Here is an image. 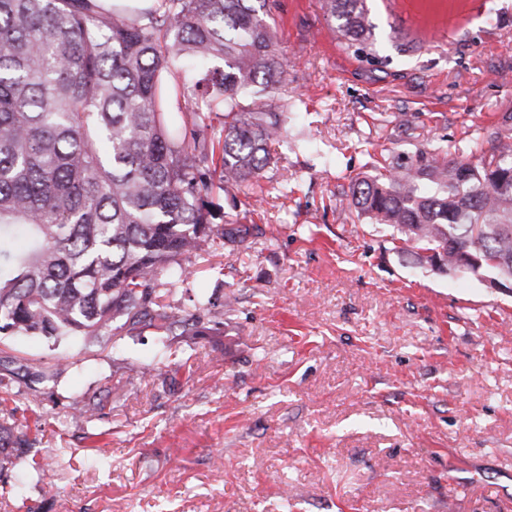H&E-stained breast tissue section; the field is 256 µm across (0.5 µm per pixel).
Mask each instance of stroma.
Returning a JSON list of instances; mask_svg holds the SVG:
<instances>
[{
	"label": "stroma",
	"instance_id": "35a3bbf8",
	"mask_svg": "<svg viewBox=\"0 0 512 512\" xmlns=\"http://www.w3.org/2000/svg\"><path fill=\"white\" fill-rule=\"evenodd\" d=\"M282 4L278 97L298 114L261 193L237 195L264 235L185 259L166 298L189 312L205 292L223 334L171 337L164 360L150 329L0 341L59 368L0 421L48 460H14L25 480L0 512H512V294L419 267L342 196L440 138L490 149L512 117V0L413 51L408 19L368 0L381 66L339 46L320 0ZM91 397L100 416L75 422Z\"/></svg>",
	"mask_w": 512,
	"mask_h": 512
}]
</instances>
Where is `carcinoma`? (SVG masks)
<instances>
[{
  "label": "carcinoma",
  "mask_w": 512,
  "mask_h": 512,
  "mask_svg": "<svg viewBox=\"0 0 512 512\" xmlns=\"http://www.w3.org/2000/svg\"><path fill=\"white\" fill-rule=\"evenodd\" d=\"M277 0H156L101 11L96 0H0V338L128 331L209 336L195 312L164 302L162 272L216 240L246 241L216 194L259 186L286 112L271 103L285 72ZM346 50L376 60L367 0H323ZM220 60L223 67L213 65ZM462 159L437 142L350 180L357 218L393 228L399 250L448 273L459 252L478 273L512 274V133ZM441 263H436V260ZM53 373L0 349V403ZM101 403L76 404L90 422ZM0 431V473L30 452Z\"/></svg>",
  "instance_id": "carcinoma-1"
}]
</instances>
